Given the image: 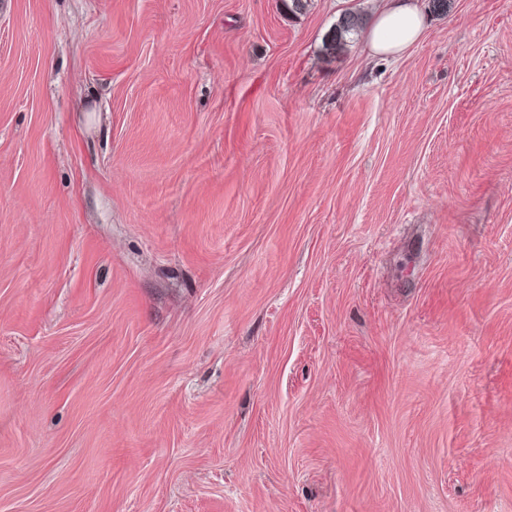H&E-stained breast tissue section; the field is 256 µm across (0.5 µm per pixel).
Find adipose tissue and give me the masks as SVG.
<instances>
[{
  "label": "adipose tissue",
  "mask_w": 512,
  "mask_h": 512,
  "mask_svg": "<svg viewBox=\"0 0 512 512\" xmlns=\"http://www.w3.org/2000/svg\"><path fill=\"white\" fill-rule=\"evenodd\" d=\"M425 28L422 0H378L365 38L372 54L398 59L420 40Z\"/></svg>",
  "instance_id": "1"
}]
</instances>
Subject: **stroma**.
Returning a JSON list of instances; mask_svg holds the SVG:
<instances>
[{"label":"stroma","mask_w":512,"mask_h":512,"mask_svg":"<svg viewBox=\"0 0 512 512\" xmlns=\"http://www.w3.org/2000/svg\"><path fill=\"white\" fill-rule=\"evenodd\" d=\"M0 0V512H512V0ZM365 38L373 55L399 59L426 28L422 0H378ZM365 23L364 13L357 10L344 12L327 36L326 49L336 51L341 48L345 44L346 38L350 35H357Z\"/></svg>","instance_id":"35a3bbf8"}]
</instances>
